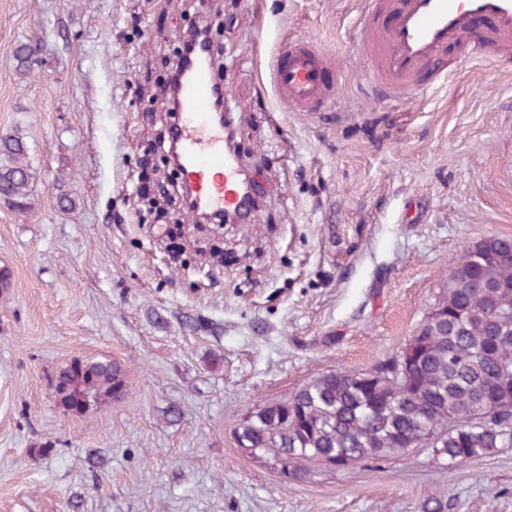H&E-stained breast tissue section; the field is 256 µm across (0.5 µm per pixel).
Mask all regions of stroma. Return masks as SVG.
<instances>
[{
	"instance_id": "35a3bbf8",
	"label": "stroma",
	"mask_w": 512,
	"mask_h": 512,
	"mask_svg": "<svg viewBox=\"0 0 512 512\" xmlns=\"http://www.w3.org/2000/svg\"><path fill=\"white\" fill-rule=\"evenodd\" d=\"M360 9L215 0L240 147L276 190L251 223L202 227L152 150L163 63L199 0H0V136L24 135L31 172L26 210L0 200V512H512V448L286 480L235 440L248 412L397 352L456 256L512 240V59L453 50L434 91L383 101ZM29 41L22 76L12 50ZM295 41L336 64L324 111L273 90ZM92 357L118 361L130 393L64 413L55 377Z\"/></svg>"
}]
</instances>
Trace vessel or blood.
I'll list each match as a JSON object with an SVG mask.
<instances>
[{"instance_id":"obj_1","label":"vessel or blood","mask_w":512,"mask_h":512,"mask_svg":"<svg viewBox=\"0 0 512 512\" xmlns=\"http://www.w3.org/2000/svg\"><path fill=\"white\" fill-rule=\"evenodd\" d=\"M371 83L394 101L411 100L448 74V49L460 45L479 58L512 56V0H363ZM336 70L313 45L288 43L276 57L277 98L307 112L334 99ZM215 75L204 53L187 66L174 138L182 176L193 192L190 220L200 213L235 215L247 224L270 196L269 181L250 174L245 158L228 145L229 128L214 117Z\"/></svg>"}]
</instances>
